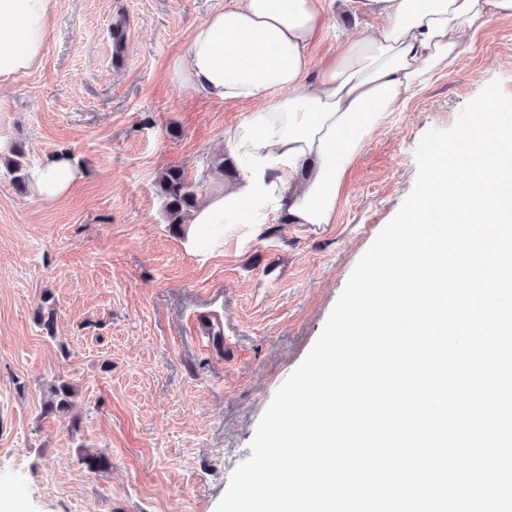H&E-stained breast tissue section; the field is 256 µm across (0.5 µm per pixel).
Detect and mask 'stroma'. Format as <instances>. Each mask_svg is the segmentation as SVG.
<instances>
[{
    "instance_id": "35a3bbf8",
    "label": "stroma",
    "mask_w": 512,
    "mask_h": 512,
    "mask_svg": "<svg viewBox=\"0 0 512 512\" xmlns=\"http://www.w3.org/2000/svg\"><path fill=\"white\" fill-rule=\"evenodd\" d=\"M224 2L52 0L42 62L0 112L28 164L64 152L83 173L47 204L0 166V496L15 491L21 512H215L274 393L413 189L421 137L450 129L492 81L512 94V17L496 16L372 132L334 223L271 211L225 225L223 251L203 260L167 224L159 178L180 166L206 194L203 169L252 107L210 101L165 71ZM381 23L338 0L312 55ZM47 295L50 334L35 316ZM208 310L224 317V352L192 330ZM59 378L75 405L45 414ZM88 450L110 467L88 471Z\"/></svg>"
}]
</instances>
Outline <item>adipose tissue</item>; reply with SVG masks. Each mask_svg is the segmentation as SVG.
I'll return each instance as SVG.
<instances>
[{"label": "adipose tissue", "instance_id": "obj_1", "mask_svg": "<svg viewBox=\"0 0 512 512\" xmlns=\"http://www.w3.org/2000/svg\"><path fill=\"white\" fill-rule=\"evenodd\" d=\"M384 23L314 62L310 48L335 0H226L175 54L168 78L219 103H255L228 135L246 162L232 185L220 175L184 226L201 258L224 249V218L275 210L293 224H330L344 178L371 132L456 57L465 34L489 17L512 16V0H351ZM51 0H0V112L17 77L40 65ZM67 154L31 172L51 203L80 179Z\"/></svg>", "mask_w": 512, "mask_h": 512}]
</instances>
